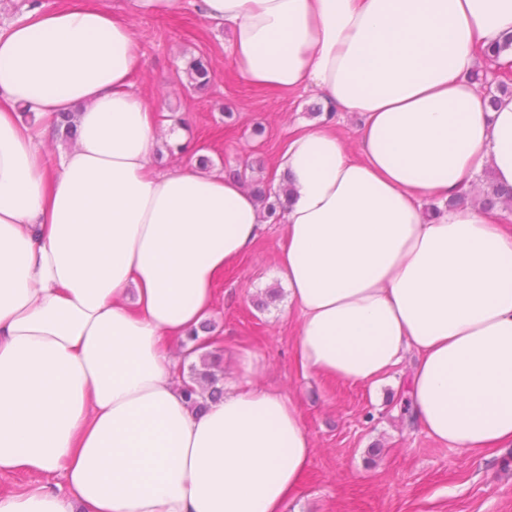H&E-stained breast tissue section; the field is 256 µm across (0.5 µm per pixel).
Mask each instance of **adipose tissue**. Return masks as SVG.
<instances>
[{"label":"adipose tissue","instance_id":"obj_1","mask_svg":"<svg viewBox=\"0 0 512 512\" xmlns=\"http://www.w3.org/2000/svg\"><path fill=\"white\" fill-rule=\"evenodd\" d=\"M201 6L246 81L361 118L360 158L328 122L277 165L298 368L374 388L412 359L423 432L512 447V230L446 207L488 168L512 186V95L489 103L471 79L475 45L512 35V0ZM139 65L104 0L0 29V476H31L0 512H286L314 450L296 404L245 349L223 400L192 409L173 352L263 215L222 172L156 168L174 136L131 88ZM59 112L72 146L51 145Z\"/></svg>","mask_w":512,"mask_h":512}]
</instances>
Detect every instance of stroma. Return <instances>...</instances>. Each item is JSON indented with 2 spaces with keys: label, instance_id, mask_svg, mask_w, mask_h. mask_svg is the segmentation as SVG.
Instances as JSON below:
<instances>
[{
  "label": "stroma",
  "instance_id": "1",
  "mask_svg": "<svg viewBox=\"0 0 512 512\" xmlns=\"http://www.w3.org/2000/svg\"><path fill=\"white\" fill-rule=\"evenodd\" d=\"M199 2L180 0L169 14L139 16L129 13V0H106L138 39L141 66L132 88L153 102L161 126H170L174 111L187 121L185 147L168 166L202 150L228 175L250 177L258 165L274 171L288 139L318 124L325 100L312 90L246 82L229 59L228 31L206 20ZM200 55L215 73L203 96L175 79L177 68ZM285 231L281 220L264 225L249 252L225 270L213 320L224 331V373H231L239 348L253 350L261 360L259 382L296 402L313 438L312 459L287 512H512V447L477 457L417 428L406 413L409 364L376 389L297 368V314L276 275Z\"/></svg>",
  "mask_w": 512,
  "mask_h": 512
}]
</instances>
